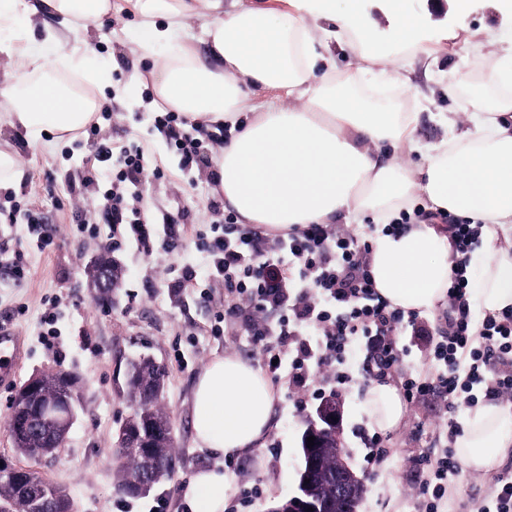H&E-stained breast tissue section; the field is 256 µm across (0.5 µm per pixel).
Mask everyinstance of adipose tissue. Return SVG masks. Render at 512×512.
<instances>
[{
    "label": "adipose tissue",
    "instance_id": "obj_1",
    "mask_svg": "<svg viewBox=\"0 0 512 512\" xmlns=\"http://www.w3.org/2000/svg\"><path fill=\"white\" fill-rule=\"evenodd\" d=\"M400 41L423 53L424 26L409 0H383ZM141 22L132 42L152 58L155 93L191 121L230 125L214 160L217 189L239 223L282 232L301 224L373 216L383 229L371 240L377 291L392 306L432 312L446 303L451 267L448 236L430 224L390 233L385 224L416 202L483 224L479 271L470 295L486 313L512 310V95L494 111L474 101L460 134L432 144L417 137L420 115L371 105L362 77L380 70L397 81L403 59L371 49L377 39L365 0H136ZM58 20L60 30L34 35L20 16ZM112 15V0H0V55L19 69L0 73L9 104L0 123L34 143L44 133L71 134L104 105L84 64L87 39ZM201 21L198 44L185 32ZM356 52L355 73L335 72V47ZM263 372L237 356L217 358L198 376L192 429L198 447L243 455L259 445L274 408ZM370 422L399 426L404 406L389 384L363 399ZM462 464L480 471L512 446V404L482 403L455 439ZM233 476L196 471L180 495L189 512H224Z\"/></svg>",
    "mask_w": 512,
    "mask_h": 512
}]
</instances>
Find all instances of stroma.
Wrapping results in <instances>:
<instances>
[{
  "instance_id": "1",
  "label": "stroma",
  "mask_w": 512,
  "mask_h": 512,
  "mask_svg": "<svg viewBox=\"0 0 512 512\" xmlns=\"http://www.w3.org/2000/svg\"><path fill=\"white\" fill-rule=\"evenodd\" d=\"M411 8L428 18L421 37L439 40L440 52L433 60L419 53L409 56L401 72L405 94L390 91L382 99L420 113L417 136L422 142L434 143L450 135L447 119L470 111L474 100L493 109L498 92L485 83L484 72L502 64L505 57L475 52L467 33L497 29L506 18L497 0H474L462 29L448 9V0H412ZM139 21L133 0H112L111 20L90 36V57L111 61L98 72L100 94L111 109L108 117L98 121L99 135L148 147L165 171L164 178L151 176L143 183L149 211L188 205L191 223L205 232L213 220L209 202L216 196L210 171L203 167L181 172L179 155L154 126L150 63L133 53L129 42ZM457 67L463 77L449 83V73ZM0 139L11 144L23 171L19 182L0 189V203L12 199L22 208L40 211L55 231V244L45 252L28 239L24 221L0 234L9 248L25 251L30 268L27 279L20 282L0 269V325L21 339L12 375L9 381H0V453L12 451L4 420L15 391L35 372L63 368L82 378L83 402L62 451L55 458L32 462L31 467L62 487L77 512H184L181 486L196 470L215 467L235 478L225 507L234 512H269L279 500L296 492L305 419L323 398L333 396L340 402L341 436L350 450L351 464L367 477L359 512H417L421 474L416 460L437 447L438 431L448 419L440 397L430 395L407 405L399 428L383 434L387 458L377 465L368 464L362 436L375 433L376 428L360 409L369 384L362 371L363 355L354 348L344 365L350 378L344 389L335 388L328 371L311 376L307 389L296 394L287 379L275 384L273 418L260 448L231 458L199 448L191 427V399L199 374L211 360L224 355L260 364L262 352L240 322H216L217 312L224 308L222 285L212 286L208 302L200 299L198 289L169 288L170 268L187 265L203 270L204 256L194 239H187L173 252L158 243L149 252L134 243L123 245L114 253L125 271L121 286L113 290L110 304L96 302L86 286L87 264L92 254L109 244L112 227L98 225L92 234L71 230L68 182L91 168L104 190L112 182L111 171L95 167L83 132L56 140L49 150L7 128L0 130ZM48 299L56 301L58 313V334L49 346L37 340L43 303ZM141 354L152 356L166 368L164 403L179 467L148 496L131 499L117 490L113 450L116 432L130 413L124 394L127 363ZM497 473L494 467L478 472L461 469L449 489L450 512H459L464 504L475 506L486 497ZM254 487L259 488V496H251Z\"/></svg>"
}]
</instances>
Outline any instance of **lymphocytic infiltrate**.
Masks as SVG:
<instances>
[{"label": "lymphocytic infiltrate", "instance_id": "lymphocytic-infiltrate-1", "mask_svg": "<svg viewBox=\"0 0 512 512\" xmlns=\"http://www.w3.org/2000/svg\"><path fill=\"white\" fill-rule=\"evenodd\" d=\"M183 123L171 111L154 117L155 128L179 154L181 171L210 166L211 149L228 141L227 128L215 133L198 125L190 131ZM88 131L98 162L112 172V187L87 207L82 200L91 178L70 183L77 231L103 222L123 227L126 235L146 246L147 227L154 224L163 247H177L188 231L190 212L179 206L158 216L148 214L140 192L142 180L148 174L164 175L148 149L99 137L93 125ZM210 208L224 220L211 225L209 234L198 235L196 247L204 255L209 281L223 284L231 300L226 316L242 317L252 343L261 347L266 372H287L289 382L298 385L310 372L328 368L342 386L348 381L340 370L346 351L359 344L366 351L367 378L381 382L391 376L407 354L401 332L417 327L420 316L392 306L378 293L369 242L350 232L337 233L326 224L274 233L236 223L233 214L222 213L218 202H211ZM413 220L447 225L452 251L447 331L430 349V373L409 372L401 382L406 402L435 393L448 406L450 417L441 429L446 446L423 456L426 477L418 489L421 512H441L460 472L453 448L459 433L457 414L475 407L483 396L512 402V311L480 317L473 308L471 252L482 234L481 225L423 208L401 218L405 225Z\"/></svg>", "mask_w": 512, "mask_h": 512}]
</instances>
